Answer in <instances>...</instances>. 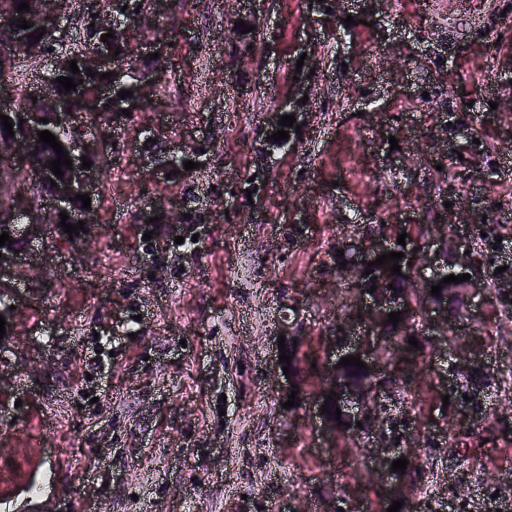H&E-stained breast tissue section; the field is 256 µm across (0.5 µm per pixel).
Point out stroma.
I'll list each match as a JSON object with an SVG mask.
<instances>
[{"mask_svg":"<svg viewBox=\"0 0 512 512\" xmlns=\"http://www.w3.org/2000/svg\"><path fill=\"white\" fill-rule=\"evenodd\" d=\"M236 9L172 0L131 26L133 47L158 36L171 53L100 162L95 237L73 247L47 231L0 279L15 305L0 338V512H322L338 498L374 512L382 476L355 441L320 434L327 338L358 289L337 273L339 246L409 215L431 251L453 220L490 280L512 279V0H258L245 44L224 33ZM301 86L300 132L268 151L265 111ZM151 138L207 145L206 163L186 180L148 168ZM200 206L211 223L138 219ZM468 307L465 333L426 346L393 403L415 445L441 447L446 429L484 492L512 482V398H485L484 441L442 407L438 377L463 344L512 371V305L490 290ZM286 334L319 364L293 412L276 365Z\"/></svg>","mask_w":512,"mask_h":512,"instance_id":"stroma-1","label":"stroma"}]
</instances>
